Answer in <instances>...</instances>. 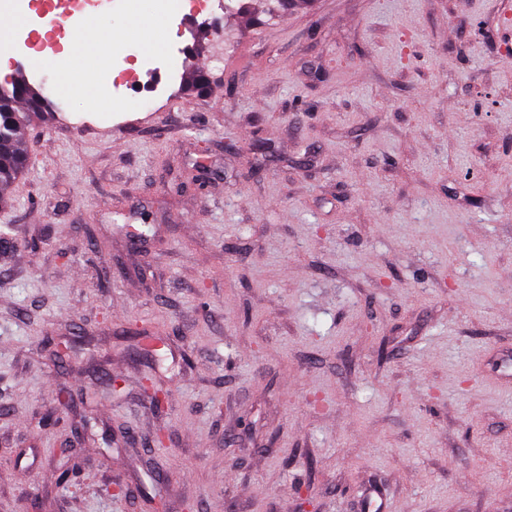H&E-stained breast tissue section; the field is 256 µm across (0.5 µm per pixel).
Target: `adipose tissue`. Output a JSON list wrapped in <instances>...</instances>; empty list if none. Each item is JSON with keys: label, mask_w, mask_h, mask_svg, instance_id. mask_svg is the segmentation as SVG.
I'll return each mask as SVG.
<instances>
[{"label": "adipose tissue", "mask_w": 512, "mask_h": 512, "mask_svg": "<svg viewBox=\"0 0 512 512\" xmlns=\"http://www.w3.org/2000/svg\"><path fill=\"white\" fill-rule=\"evenodd\" d=\"M172 36L163 18H156L151 31H144L138 23L130 22L112 27L107 31L105 41L76 42L68 54L53 62L50 70L54 75L56 91L66 98L82 97L85 101L108 109L109 101L100 86L90 77L91 71H108L109 49L123 48L132 41L141 42L146 52H160L165 41Z\"/></svg>", "instance_id": "ef3b65f1"}]
</instances>
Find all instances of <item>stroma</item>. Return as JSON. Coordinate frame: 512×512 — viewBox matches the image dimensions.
<instances>
[{"label": "stroma", "mask_w": 512, "mask_h": 512, "mask_svg": "<svg viewBox=\"0 0 512 512\" xmlns=\"http://www.w3.org/2000/svg\"><path fill=\"white\" fill-rule=\"evenodd\" d=\"M196 30L174 84L23 131L0 512H143L154 473L163 512H512V0H236Z\"/></svg>", "instance_id": "obj_1"}]
</instances>
